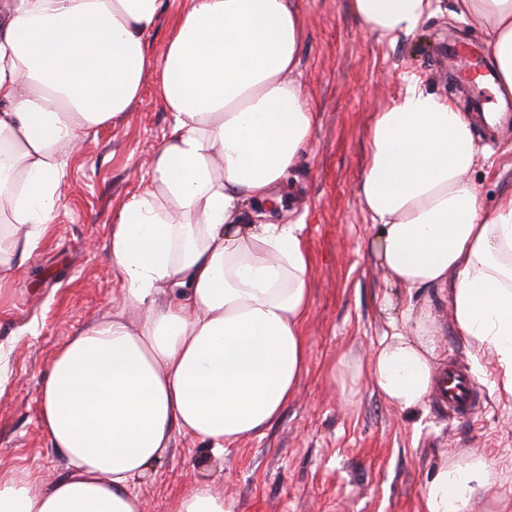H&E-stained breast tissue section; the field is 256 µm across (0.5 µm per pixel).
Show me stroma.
<instances>
[{"instance_id":"stroma-1","label":"stroma","mask_w":512,"mask_h":512,"mask_svg":"<svg viewBox=\"0 0 512 512\" xmlns=\"http://www.w3.org/2000/svg\"><path fill=\"white\" fill-rule=\"evenodd\" d=\"M305 19L295 72L316 112V126L278 194L280 217L305 224L312 255L311 305L305 322L307 372L279 418L223 454L178 432L170 450L134 480L142 512L198 483L237 502L239 512H423L426 484L453 456L494 462L496 485L486 512L512 504V397L496 384L492 354L473 358L457 336L447 298L419 291L439 326L436 365H455L476 384L470 415L449 417L429 399L416 412L387 402L368 379L342 381L339 361L366 362L388 330L384 302L402 307V291L369 250L373 221L361 194L367 132L415 87L468 104L448 74L445 34L462 31L484 59L489 37L462 17L456 0H433L418 29L393 38L368 31L349 0H292ZM190 0H159L155 28L144 37L149 65L138 102L107 126L82 136L67 154L62 200L31 259L0 281V482L29 476L51 484L66 472L40 422L39 385L59 348L80 328L122 304L112 263L113 218L148 182L155 154L171 129L157 94L159 63ZM496 125L473 117L477 161L469 173L483 214L512 192V118L492 86L479 89Z\"/></svg>"}]
</instances>
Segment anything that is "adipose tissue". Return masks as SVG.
Wrapping results in <instances>:
<instances>
[{"label":"adipose tissue","mask_w":512,"mask_h":512,"mask_svg":"<svg viewBox=\"0 0 512 512\" xmlns=\"http://www.w3.org/2000/svg\"><path fill=\"white\" fill-rule=\"evenodd\" d=\"M486 29L497 93L512 94V0H456ZM370 31L412 34L432 0H349ZM159 0H5L0 5V276L31 257L61 200L65 152L138 101L143 37ZM304 21L290 0H191L168 40L158 93L172 116L152 180L112 227V262L131 321L108 314L58 350L40 420L67 474L49 487L0 484V512H142L133 480L175 431L214 451L272 424L306 372L311 256L301 224H245L273 198L309 142L315 114L291 75ZM361 192L388 284L446 293L453 327L491 353L512 395V193L480 214L467 174L471 125L410 88L368 131ZM366 364L390 403L422 408L437 387L438 324L408 304ZM496 475L481 455L452 457L426 485L423 512H482ZM168 512H238L205 483Z\"/></svg>","instance_id":"adipose-tissue-1"}]
</instances>
